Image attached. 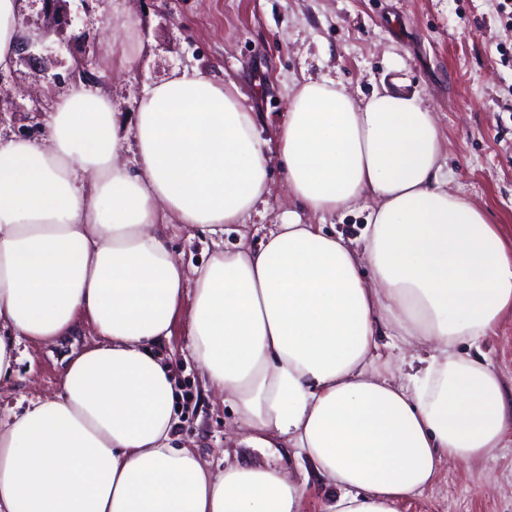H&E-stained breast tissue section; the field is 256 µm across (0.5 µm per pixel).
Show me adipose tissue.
Returning a JSON list of instances; mask_svg holds the SVG:
<instances>
[{
  "label": "adipose tissue",
  "mask_w": 512,
  "mask_h": 512,
  "mask_svg": "<svg viewBox=\"0 0 512 512\" xmlns=\"http://www.w3.org/2000/svg\"><path fill=\"white\" fill-rule=\"evenodd\" d=\"M24 7L0 0V70L37 35ZM257 124L234 84L193 70L128 118L75 81L42 140L0 139V384L22 342L85 323L97 338L66 356L53 395L0 423V512H302L307 484L282 469L214 473L170 447L178 395L158 348L178 316L207 388L334 488L321 512H398L443 462L512 443V394L481 350L512 315V245L449 192L417 93L358 103L308 80L288 100L290 196L312 214L371 201L362 247L292 216L187 272L170 225L217 234L269 193ZM382 336L429 353L388 378Z\"/></svg>",
  "instance_id": "1"
}]
</instances>
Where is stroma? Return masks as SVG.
Masks as SVG:
<instances>
[{
  "label": "stroma",
  "mask_w": 512,
  "mask_h": 512,
  "mask_svg": "<svg viewBox=\"0 0 512 512\" xmlns=\"http://www.w3.org/2000/svg\"><path fill=\"white\" fill-rule=\"evenodd\" d=\"M60 9L71 25L0 74L7 90L0 135L41 138L53 108L46 80L56 76L69 86L78 58L119 112H134L147 86L184 68L234 83L260 112L269 149L302 80H334L358 102L381 83L398 82L419 94L445 137L449 191L470 197L512 242V0H123L115 16L107 0H62ZM126 20L138 25L143 50L122 70L95 48ZM295 208L281 170L273 169L267 204L225 232V247L242 239L257 244L262 225ZM168 241L189 266L205 264L215 250L209 234L192 236L178 225ZM19 351L16 377L0 391L1 419L56 392L69 348L24 343ZM162 353L185 396L173 447L194 449L214 471L238 456L303 478L283 449L247 444L233 407L204 391L181 332ZM398 512H512V447L467 468L446 465L437 484L400 502Z\"/></svg>",
  "instance_id": "35a3bbf8"
}]
</instances>
